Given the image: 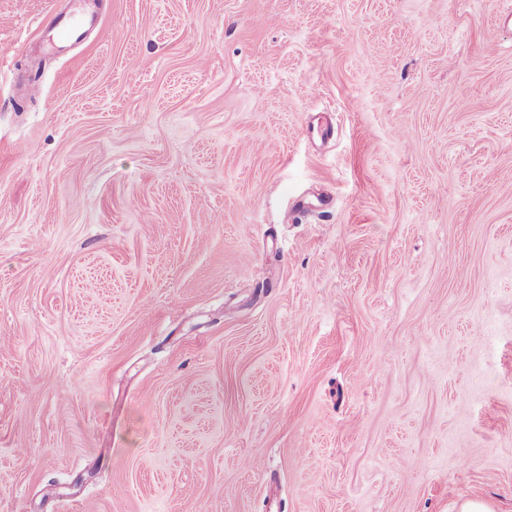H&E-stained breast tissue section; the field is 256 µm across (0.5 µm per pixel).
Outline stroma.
Here are the masks:
<instances>
[{
    "mask_svg": "<svg viewBox=\"0 0 512 512\" xmlns=\"http://www.w3.org/2000/svg\"><path fill=\"white\" fill-rule=\"evenodd\" d=\"M68 2L0 0V512H512V0ZM86 20L83 13L74 7L71 12H56L50 16V26L64 40H79L83 35Z\"/></svg>",
    "mask_w": 512,
    "mask_h": 512,
    "instance_id": "obj_1",
    "label": "stroma"
}]
</instances>
